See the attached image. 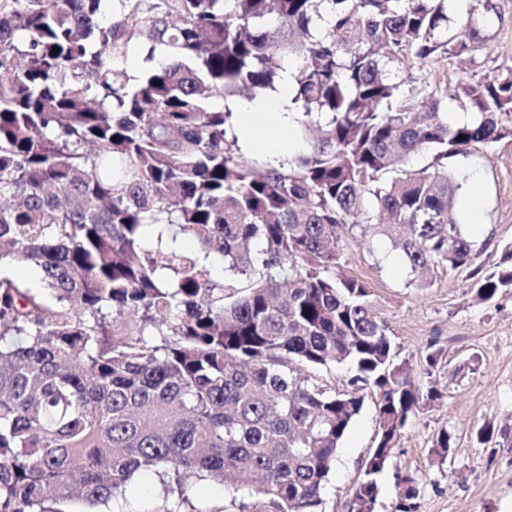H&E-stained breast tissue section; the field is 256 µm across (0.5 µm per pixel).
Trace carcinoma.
I'll return each mask as SVG.
<instances>
[{
  "label": "carcinoma",
  "mask_w": 512,
  "mask_h": 512,
  "mask_svg": "<svg viewBox=\"0 0 512 512\" xmlns=\"http://www.w3.org/2000/svg\"><path fill=\"white\" fill-rule=\"evenodd\" d=\"M105 2L0 0V512L108 509L143 472L165 512H192L207 479L265 512H319L369 390L383 459L353 498L376 499L439 393L396 363L372 291L340 272L338 229L388 238L414 273L468 268L484 302L512 288V245L476 264L446 163L505 135L512 73L450 94L387 69L473 57L482 0L454 26L448 0ZM290 63L304 147L262 167L210 99L274 91ZM450 96L473 124L448 123ZM337 363L355 371L342 392L295 375ZM453 448L440 431L432 452ZM400 481L395 512H417Z\"/></svg>",
  "instance_id": "obj_1"
}]
</instances>
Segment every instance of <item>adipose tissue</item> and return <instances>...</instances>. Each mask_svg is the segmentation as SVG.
I'll return each instance as SVG.
<instances>
[{"label": "adipose tissue", "instance_id": "ef3b65f1", "mask_svg": "<svg viewBox=\"0 0 512 512\" xmlns=\"http://www.w3.org/2000/svg\"><path fill=\"white\" fill-rule=\"evenodd\" d=\"M293 95V79L287 73L275 92L239 101L235 115L241 142L253 149L270 150L272 157L280 160L297 151L298 114L291 105Z\"/></svg>", "mask_w": 512, "mask_h": 512}]
</instances>
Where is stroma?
<instances>
[{
  "mask_svg": "<svg viewBox=\"0 0 512 512\" xmlns=\"http://www.w3.org/2000/svg\"><path fill=\"white\" fill-rule=\"evenodd\" d=\"M482 28L485 47L473 61L429 63L411 72L417 87L460 74L483 81L512 72V0H489ZM461 185L457 212L477 253L490 271L512 243V133L448 161ZM344 274L365 281L378 315L389 327L398 362L407 363L415 383H435L442 397L409 419L391 464L378 477L375 512H394L401 490L397 473L409 470L419 482L418 512H512V290L491 302L478 301L466 269H434L425 286L400 250L365 234L360 225L342 229ZM440 351L436 368L426 357ZM378 395L369 392L361 413L338 450L323 491V512H349L362 478V463L377 443ZM490 425L494 434L480 443L476 432ZM456 436L445 461L431 448L439 431ZM196 512H238L241 495L220 484L194 483Z\"/></svg>",
  "mask_w": 512,
  "mask_h": 512,
  "instance_id": "stroma-1",
  "label": "stroma"
}]
</instances>
